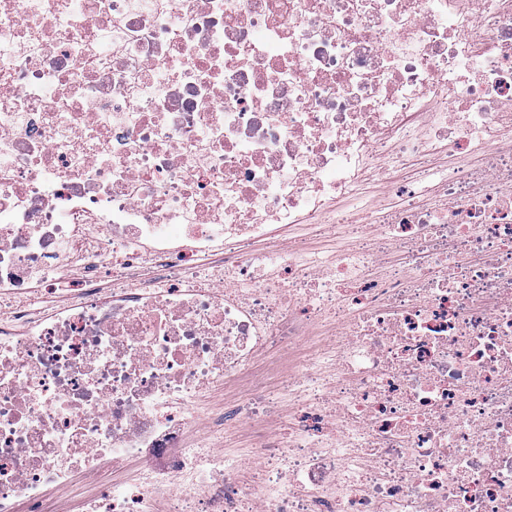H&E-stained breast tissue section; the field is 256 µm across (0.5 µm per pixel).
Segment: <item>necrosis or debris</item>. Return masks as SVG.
Returning a JSON list of instances; mask_svg holds the SVG:
<instances>
[{
  "mask_svg": "<svg viewBox=\"0 0 512 512\" xmlns=\"http://www.w3.org/2000/svg\"><path fill=\"white\" fill-rule=\"evenodd\" d=\"M134 461L84 512H512V0H0V512ZM283 238L298 241L306 250L323 257H328L337 250L351 246L350 242H339L336 237L324 235L319 228L303 224L294 229H286ZM209 442L223 445L224 453L236 459H245L249 456L251 437L246 430H239L227 438H211Z\"/></svg>",
  "mask_w": 512,
  "mask_h": 512,
  "instance_id": "obj_1",
  "label": "necrosis or debris"
}]
</instances>
